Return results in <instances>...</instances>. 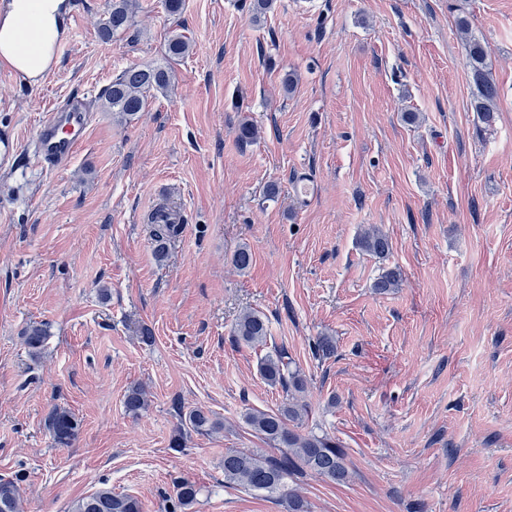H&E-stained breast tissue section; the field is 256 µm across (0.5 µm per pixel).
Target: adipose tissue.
<instances>
[{"label": "adipose tissue", "mask_w": 512, "mask_h": 512, "mask_svg": "<svg viewBox=\"0 0 512 512\" xmlns=\"http://www.w3.org/2000/svg\"><path fill=\"white\" fill-rule=\"evenodd\" d=\"M69 0H7L0 8V65L39 83L58 63Z\"/></svg>", "instance_id": "obj_1"}]
</instances>
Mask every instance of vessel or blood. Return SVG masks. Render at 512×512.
Segmentation results:
<instances>
[{"instance_id": "1", "label": "vessel or blood", "mask_w": 512, "mask_h": 512, "mask_svg": "<svg viewBox=\"0 0 512 512\" xmlns=\"http://www.w3.org/2000/svg\"><path fill=\"white\" fill-rule=\"evenodd\" d=\"M87 130L88 114L81 102L73 101L56 109L37 129V161L51 168L64 166L83 143Z\"/></svg>"}]
</instances>
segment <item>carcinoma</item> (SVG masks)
<instances>
[{
    "label": "carcinoma",
    "instance_id": "obj_1",
    "mask_svg": "<svg viewBox=\"0 0 512 512\" xmlns=\"http://www.w3.org/2000/svg\"><path fill=\"white\" fill-rule=\"evenodd\" d=\"M136 8L134 0H112L108 17L102 23L101 36L108 39L128 32L133 25ZM189 39L178 32H171L166 41L165 62L149 68L130 66L105 90L103 109L124 120L133 119L145 107L146 94L151 90L164 92L172 83L173 64L190 52ZM468 65L477 88L474 109L481 121L490 126L495 121L496 86L487 73V53L482 43L474 39L469 44ZM181 231L179 224H155L152 240L157 258L164 257L168 244ZM363 250L383 256L390 250L389 239L378 230L366 232L361 240ZM399 269H388L374 282L378 293L398 287ZM236 336L243 342L256 345L267 335L266 321L255 312L243 313L235 328ZM260 373L271 386H279L286 394L285 402L275 412L253 410L245 414L246 423L265 441L276 448H284L279 457L258 452L231 451L224 454V483L247 490L262 492L276 498L286 512H308L307 502L287 485V479L307 470L313 471L333 483H345L350 477L346 452L336 439L327 433L301 431L306 406L301 402L307 380L300 368L284 351L267 356L261 363ZM188 421L197 432L209 431L214 422L200 408L188 412ZM79 431L78 420L65 409H54L49 416V432L56 445L68 447ZM199 488L189 480L176 486L173 512H188L197 502ZM20 490L11 482L0 483V512H19ZM72 512H142L140 501L131 495H115L108 487H101L81 499Z\"/></svg>",
    "mask_w": 512,
    "mask_h": 512
}]
</instances>
